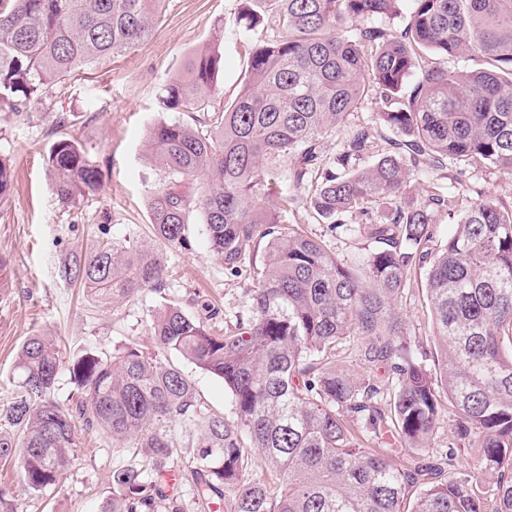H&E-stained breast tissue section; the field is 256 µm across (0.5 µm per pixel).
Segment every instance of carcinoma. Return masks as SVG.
Segmentation results:
<instances>
[{"label":"carcinoma","mask_w":512,"mask_h":512,"mask_svg":"<svg viewBox=\"0 0 512 512\" xmlns=\"http://www.w3.org/2000/svg\"><path fill=\"white\" fill-rule=\"evenodd\" d=\"M164 2L0 0V101L38 98L144 45ZM261 2L271 24L251 45L234 98L211 105L222 59L199 50L165 85L163 101L206 113L203 127L160 123L145 144L165 174L151 202L157 240L184 245L190 208L200 209L224 270L249 272L247 312L218 333L163 306L149 325L156 352L128 344L106 358L73 359L72 408L50 399L59 350L29 337L0 429V462L21 459L32 493L53 487L75 456L81 423L110 434L116 448L135 440L146 449L142 461L112 471V512H155L160 499L183 512L145 476L167 468L171 427L200 423L194 500L222 497L225 512H512V209L477 200L434 250L432 224L455 210L454 198L429 191L405 201L425 166L463 161L512 174V0H411L398 35L383 25L397 0ZM450 56H479L484 67L450 71ZM374 93L388 104L381 121L402 141L357 170L364 131H353L336 157L323 140ZM286 160L305 191L303 208L332 230L356 210H387L386 222L365 225L377 247L359 266L282 219L294 199L269 204ZM47 162L64 203L101 186L73 139L54 141ZM197 182L193 200L184 188ZM425 261L432 368L409 356L396 310L412 266ZM165 272L162 253L129 240L103 242L59 267L104 305L161 290ZM348 336L361 341L367 362L392 372L390 408L378 406L377 380L336 367V346ZM171 351L224 381L232 422L203 415L190 380L165 362ZM444 396L456 414L453 434L477 450L467 468L455 453L428 448Z\"/></svg>","instance_id":"obj_1"}]
</instances>
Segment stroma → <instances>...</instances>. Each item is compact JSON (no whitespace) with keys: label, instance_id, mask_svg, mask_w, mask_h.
I'll return each mask as SVG.
<instances>
[{"label":"stroma","instance_id":"35a3bbf8","mask_svg":"<svg viewBox=\"0 0 512 512\" xmlns=\"http://www.w3.org/2000/svg\"><path fill=\"white\" fill-rule=\"evenodd\" d=\"M242 7L243 0H166L146 44L80 72L64 87L20 109L0 105V157L13 174L11 193L0 199V411L19 380L18 355L28 337L49 336L58 343L64 366L52 397L67 405L73 388L67 363L87 351L109 356L131 342L154 351L149 323L162 305L178 306L209 326L233 322L246 310L250 281L225 273L208 247L203 218L196 210L190 213L187 245L163 252L167 272L162 292L146 290L100 307L86 289L65 283L58 272L62 259L88 251L97 241L153 240L150 198L164 174L148 160L144 141L157 123L191 119L190 113L164 108L163 87L183 71L193 52L211 47L224 61L213 105L223 106L236 95L245 80V48L258 36L239 24ZM385 109L379 97L367 98L347 126L326 139V154L342 152L357 128L368 132L373 145L361 166L390 150L398 135L381 121ZM63 136L78 141L102 173L96 194L75 204L62 203L55 195L46 163L52 143ZM435 189L454 197L456 216L483 197L512 205V175L464 162L415 174L407 198L414 202ZM287 221L323 240L344 264L372 247L361 233L330 230L298 208L289 210ZM427 271L424 265L412 268L398 310L414 357L430 366L435 348ZM168 360L190 380L206 415L234 419L232 398L222 380L176 353H169ZM336 364L356 377H375L383 388L392 385L387 367L366 362L356 339L338 346ZM77 434L81 451L66 478L42 493L26 491L17 465L0 466V490L6 499L22 512H110L112 472L128 463L133 450L113 447L110 436L94 429L81 426ZM170 434L175 443L172 471L179 477L174 495L189 504L194 480L188 436L179 426Z\"/></svg>","mask_w":512,"mask_h":512}]
</instances>
